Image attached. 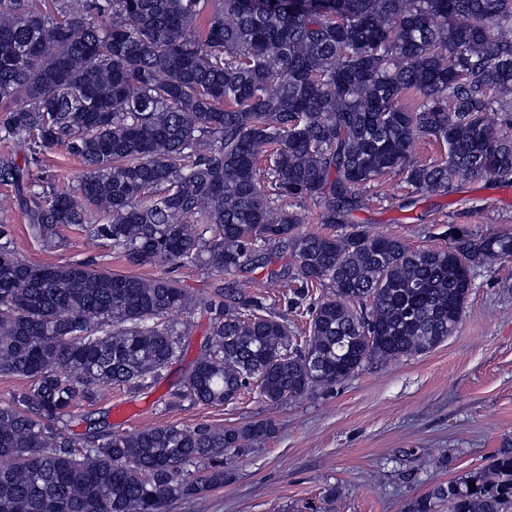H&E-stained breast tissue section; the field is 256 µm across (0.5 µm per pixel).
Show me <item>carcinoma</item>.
I'll list each match as a JSON object with an SVG mask.
<instances>
[{
	"instance_id": "cac0c4a2",
	"label": "carcinoma",
	"mask_w": 512,
	"mask_h": 512,
	"mask_svg": "<svg viewBox=\"0 0 512 512\" xmlns=\"http://www.w3.org/2000/svg\"><path fill=\"white\" fill-rule=\"evenodd\" d=\"M207 3L87 0L80 14L67 0H0V139L30 154L1 157L0 184L35 188L32 236L55 245L61 226L88 223L89 203L109 216L90 240L130 265L224 277L177 393L193 403L253 390L282 405L445 342L474 268L511 259L512 234L450 224L448 248L414 250L354 217L393 173L416 193L512 182V138L485 119L497 104L512 125V0H224L210 14ZM423 138L446 158L417 160ZM60 144L84 163L78 196L33 177ZM284 201L348 231L300 232ZM276 241L293 263L269 276L289 309L306 306V336L237 277L272 264L259 248ZM317 285L328 296L313 299ZM194 303L170 277L29 263L0 224V373L31 381L0 404V512H170L224 486V462L276 433L268 419L70 432L74 404L163 377L185 336L167 317ZM404 512H512V448Z\"/></svg>"
}]
</instances>
